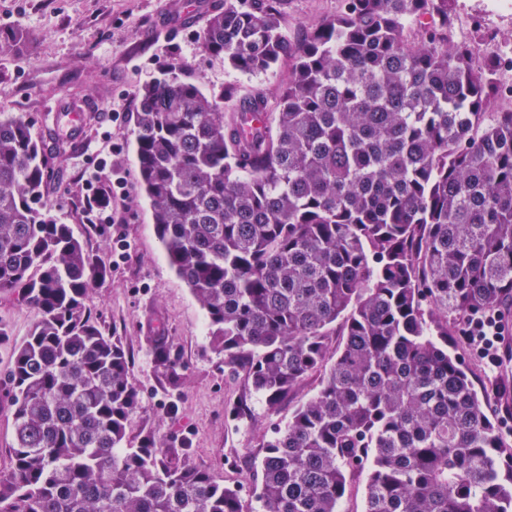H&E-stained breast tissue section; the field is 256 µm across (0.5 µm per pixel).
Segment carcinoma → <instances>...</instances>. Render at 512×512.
Masks as SVG:
<instances>
[{
  "instance_id": "cac0c4a2",
  "label": "carcinoma",
  "mask_w": 512,
  "mask_h": 512,
  "mask_svg": "<svg viewBox=\"0 0 512 512\" xmlns=\"http://www.w3.org/2000/svg\"><path fill=\"white\" fill-rule=\"evenodd\" d=\"M419 23L417 41L404 29ZM200 51L246 75L288 59L276 125L174 69L143 85L138 188L224 366L274 410L343 341L317 393L264 444L260 512H512V444L448 314L512 301V110L497 62L448 39V0H340L292 44L284 0H224ZM53 169L22 113H0V293L38 312L8 374L12 466L0 512H242L237 487L152 434L122 341L85 305L109 268L51 214ZM159 374L177 369L151 337ZM364 477L353 479L341 503L342 512H363L364 510Z\"/></svg>"
}]
</instances>
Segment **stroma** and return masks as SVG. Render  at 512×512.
Here are the masks:
<instances>
[{
	"label": "stroma",
	"mask_w": 512,
	"mask_h": 512,
	"mask_svg": "<svg viewBox=\"0 0 512 512\" xmlns=\"http://www.w3.org/2000/svg\"><path fill=\"white\" fill-rule=\"evenodd\" d=\"M179 0H0V30H22L26 41L0 51V113L20 112L31 121L45 148L55 135L43 116L61 95L76 93L91 102L95 114L85 123L80 142L55 160L48 202L54 215L71 222L77 238L111 268L110 280L94 288L86 305L105 331L122 336L131 376L140 390V408L127 430L128 447L146 433L165 439L168 447L185 449L187 463L202 467L224 485L242 490L243 512H257L254 496L256 463L274 427L313 396L323 377L310 373L270 411L257 396L247 395L242 376L224 365L208 336L204 311L188 286L170 266L155 232L148 200L137 188L135 116L139 89L169 68L184 66L204 92L218 95L235 88L240 96L262 94L276 111L288 83L289 68L243 75L223 58L198 48L205 16L160 26L159 19ZM487 0H451L450 10L464 25L462 40H481L494 31L497 45L512 51V14L488 11ZM337 0H286L285 31L300 42L312 28L336 12ZM106 159L125 172L130 190L114 223L90 213L85 224L75 217L85 205L79 177ZM38 314L13 295L0 293V325L10 337L0 342V390L8 378L15 345L32 331ZM464 321H449L448 348L475 376L477 390L488 395V414L512 442V410L500 400L503 382L512 383V361L487 372L475 349L464 339ZM168 339L178 360L177 386L162 385L149 335ZM247 397L250 417L234 420L227 408Z\"/></svg>",
	"instance_id": "obj_1"
}]
</instances>
